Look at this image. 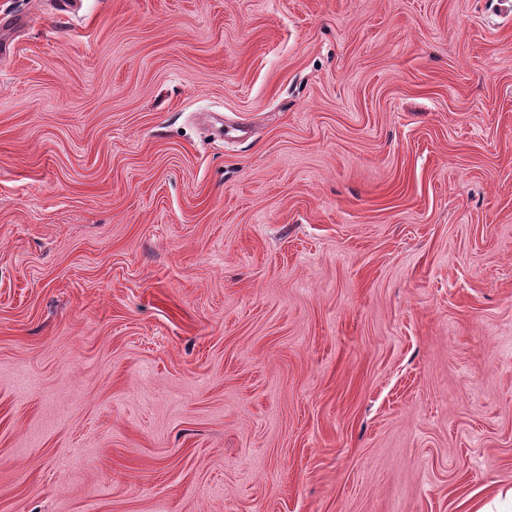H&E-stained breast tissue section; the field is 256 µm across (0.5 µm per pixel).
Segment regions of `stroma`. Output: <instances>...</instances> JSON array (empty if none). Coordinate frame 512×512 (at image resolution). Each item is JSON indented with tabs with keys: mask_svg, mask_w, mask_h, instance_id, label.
I'll return each instance as SVG.
<instances>
[{
	"mask_svg": "<svg viewBox=\"0 0 512 512\" xmlns=\"http://www.w3.org/2000/svg\"><path fill=\"white\" fill-rule=\"evenodd\" d=\"M511 488L512 0H0V512Z\"/></svg>",
	"mask_w": 512,
	"mask_h": 512,
	"instance_id": "stroma-1",
	"label": "stroma"
}]
</instances>
